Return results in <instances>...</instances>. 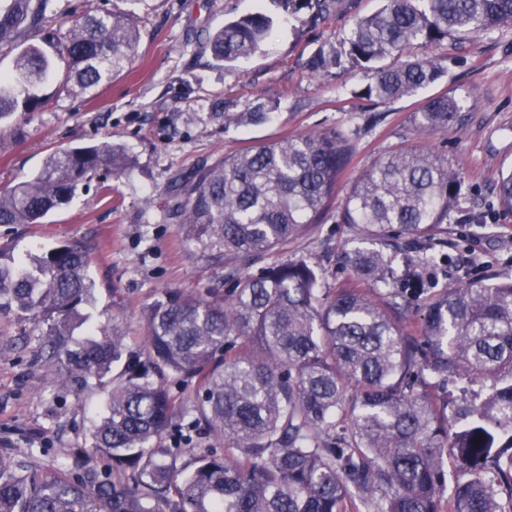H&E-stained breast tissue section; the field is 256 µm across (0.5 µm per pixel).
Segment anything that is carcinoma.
Here are the masks:
<instances>
[{
    "instance_id": "obj_1",
    "label": "carcinoma",
    "mask_w": 512,
    "mask_h": 512,
    "mask_svg": "<svg viewBox=\"0 0 512 512\" xmlns=\"http://www.w3.org/2000/svg\"><path fill=\"white\" fill-rule=\"evenodd\" d=\"M326 15L333 0H285ZM55 0H0V130L45 103L40 88L65 63L64 82L90 95L135 56L132 18L91 8L66 32L44 23ZM512 23V0H384L307 63L313 77L364 70L359 92L374 104L412 97L445 74L443 59L405 58L412 46L467 38ZM272 20L252 13L208 39L231 64L260 50ZM272 105L246 106L240 123L266 120ZM460 105L447 95L414 113L423 133L448 131ZM355 149L338 127L226 155L173 191L169 218L214 269L237 278L226 293L191 298L168 290L145 315L142 347L117 324L96 319L89 257L78 245L14 255L0 245V316L40 329L45 365L78 392L119 371L91 431L92 452L47 469L3 441L0 512H505L512 501V282L466 281L434 292L397 279L383 245L423 247L448 234L459 174L431 148L401 147L355 181L341 223L356 224L379 249L345 256L353 274L381 291L331 293L303 258L240 274L318 223ZM120 177L124 150L62 148L42 167L0 189V224H39L101 168ZM512 212V172L496 183ZM426 297L417 330L404 332L398 302ZM481 386L448 405V377ZM194 387L176 396L170 382ZM205 433L222 447H193ZM460 461L447 486L444 456ZM450 494H445V491Z\"/></svg>"
}]
</instances>
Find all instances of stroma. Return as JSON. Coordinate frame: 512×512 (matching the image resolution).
<instances>
[{
  "label": "stroma",
  "mask_w": 512,
  "mask_h": 512,
  "mask_svg": "<svg viewBox=\"0 0 512 512\" xmlns=\"http://www.w3.org/2000/svg\"><path fill=\"white\" fill-rule=\"evenodd\" d=\"M91 6L134 15L137 54L93 97L74 95L56 80L47 84L44 107L16 115L0 137V188L39 170L55 149L105 141L127 148L130 169L119 179L98 173L43 223L0 225V243L13 240L17 251L36 253L79 242L89 253L96 315L117 322L132 344H140L145 312L164 291L202 296L234 286L170 220L175 181L224 155L328 127L355 132L357 143L330 210L302 235L255 258L248 273L304 258L321 265L323 288L358 287L341 255L373 243L358 226L340 222L346 195L393 148L428 146L461 173L448 237L424 254L406 252L404 238L392 239L394 267L435 278L439 290L484 277L512 281V214L502 213L495 191L500 174L512 170V24L461 44L413 48L416 56L444 57L446 75L420 95L375 106L359 96L369 81L365 72L317 78L306 62L326 42L340 40L354 20L376 12L381 0H335L317 20L277 0H59L54 28L67 29L71 11ZM256 11L272 17L271 38L232 65L215 61L209 33ZM444 93L461 105L458 122L444 133L416 131L412 117L423 100ZM218 99L226 112L212 110ZM257 103L273 104L267 120H232V112ZM106 395L98 386L77 395L60 389L32 324L0 317V440L36 447L39 461L56 467L90 447Z\"/></svg>",
  "instance_id": "obj_1"
}]
</instances>
